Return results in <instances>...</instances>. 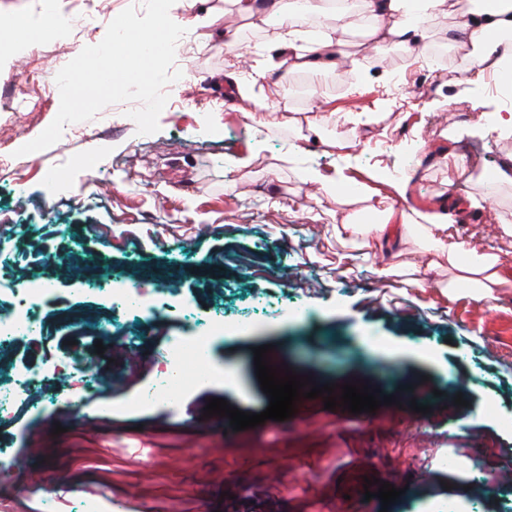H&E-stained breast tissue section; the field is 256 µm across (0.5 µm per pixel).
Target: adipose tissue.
<instances>
[{
  "mask_svg": "<svg viewBox=\"0 0 512 512\" xmlns=\"http://www.w3.org/2000/svg\"><path fill=\"white\" fill-rule=\"evenodd\" d=\"M446 6L447 0H339L335 5L330 0H302L299 10L283 16L277 49L297 67L318 72L333 69L344 65L346 55L329 37L310 45L301 43V26L316 21L329 28L365 16L372 32L371 48L380 53L393 43L408 49L424 42L428 21ZM511 31L512 0H494L490 6L475 0L457 29L459 38L472 47L462 61L463 66L469 70L485 67L500 75L511 72L512 47L501 40L503 34ZM382 214L384 221L380 224L347 221L337 225V236L352 247L351 252L339 255L338 264L348 269L356 252L376 254L392 248L394 239L387 221L394 214L393 207L383 208ZM422 219L420 232L430 251L448 263L449 287L466 288L484 299H495L497 288L507 281L498 256L464 237L450 212H427Z\"/></svg>",
  "mask_w": 512,
  "mask_h": 512,
  "instance_id": "ef3b65f1",
  "label": "adipose tissue"
}]
</instances>
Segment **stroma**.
<instances>
[{
    "mask_svg": "<svg viewBox=\"0 0 512 512\" xmlns=\"http://www.w3.org/2000/svg\"><path fill=\"white\" fill-rule=\"evenodd\" d=\"M129 0H0V31L39 25L62 10L94 11L96 23L37 42L0 46V147L20 148L56 117L52 76L99 43ZM173 18L193 41L173 67L180 103L165 106L158 132L142 135L124 119L130 102L81 122L77 136L16 157L0 173V286L16 291L52 282L35 312L43 334L0 346V381H19L29 364L40 376L22 383L14 408L21 425L0 422V464L18 484L0 488V512H81L84 503L152 512H512L502 465L512 455V282L488 302L464 289L442 296L448 267L422 286L373 273V265L417 268L430 256L414 236L350 273L336 266L344 249L333 227L349 216L374 224L366 195L407 182L409 206L447 208L466 235L492 247L512 272V183L488 185L485 173L512 158V133L490 110L512 108V87L485 94L489 110L462 101L463 80L449 77L427 48L445 44L453 61L468 47L449 42L454 15L438 16L425 44L393 47L391 67L365 66L311 77L313 95L296 101L288 83L301 72L279 62L275 19L244 17L225 0H175ZM236 30L249 61L274 66L250 99L224 82V31ZM45 73L44 83L28 79ZM372 99H364V89ZM327 99L328 142L304 140L291 113ZM469 149L466 168L452 159ZM345 170L360 181L314 192L304 172ZM160 289L140 317L118 312L105 280ZM234 329L213 337L208 357L223 381L194 382L178 407L140 405L175 336L209 334L216 320ZM103 343L104 355L95 352ZM317 385L351 377L381 386L396 374L398 402L371 413L325 409L300 398L289 419L265 421L225 441L209 399L244 412L269 398L256 377L253 350ZM82 359L78 391L53 371ZM145 378H138L139 365ZM464 402L452 404L451 396ZM429 406L413 412L410 401ZM196 421L185 424L181 409ZM61 434H54L55 426ZM70 491L46 499L44 484ZM400 488L383 506L364 496L365 479Z\"/></svg>",
    "mask_w": 512,
    "mask_h": 512,
    "instance_id": "35a3bbf8",
    "label": "stroma"
}]
</instances>
